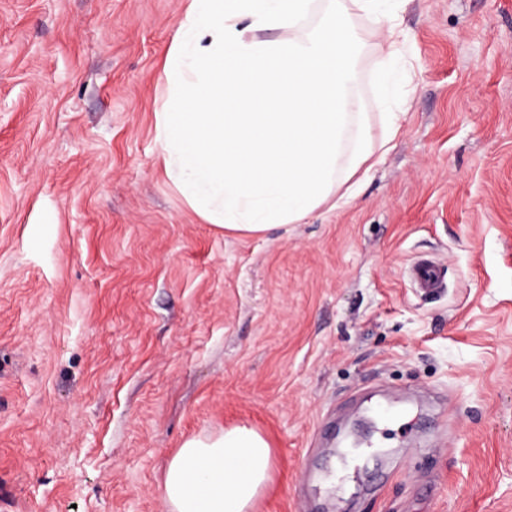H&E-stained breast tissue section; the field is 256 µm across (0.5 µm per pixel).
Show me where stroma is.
I'll list each match as a JSON object with an SVG mask.
<instances>
[{"label":"stroma","instance_id":"obj_1","mask_svg":"<svg viewBox=\"0 0 512 512\" xmlns=\"http://www.w3.org/2000/svg\"><path fill=\"white\" fill-rule=\"evenodd\" d=\"M185 0H0V512H167L188 437L272 444L252 512H512V0H405L354 203L261 237L157 159ZM446 270L438 294L406 277Z\"/></svg>","mask_w":512,"mask_h":512}]
</instances>
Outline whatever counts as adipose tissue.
Returning <instances> with one entry per match:
<instances>
[{
  "mask_svg": "<svg viewBox=\"0 0 512 512\" xmlns=\"http://www.w3.org/2000/svg\"><path fill=\"white\" fill-rule=\"evenodd\" d=\"M187 0L165 69L170 95L156 115L158 156L197 213L227 231L262 235L324 204L356 197L349 178L392 149L401 115L373 144L350 62L362 43L352 11L369 17L383 60L404 41L385 0ZM248 20L241 29L239 20ZM276 32L272 41L246 30ZM272 446L239 424L187 438L164 473L168 512H249L273 478Z\"/></svg>",
  "mask_w": 512,
  "mask_h": 512,
  "instance_id": "obj_1",
  "label": "adipose tissue"
}]
</instances>
